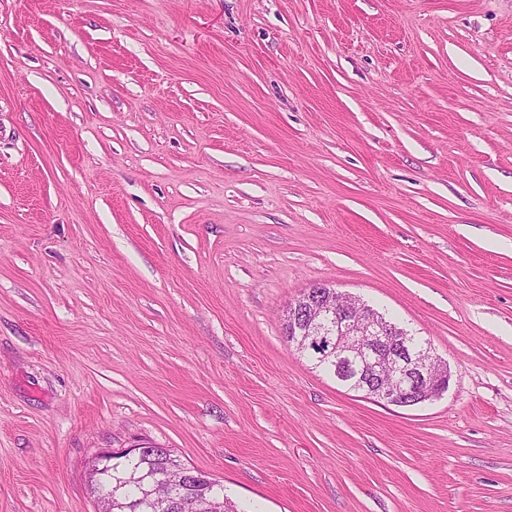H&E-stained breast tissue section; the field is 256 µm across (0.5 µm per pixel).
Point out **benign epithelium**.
Segmentation results:
<instances>
[{
    "label": "benign epithelium",
    "mask_w": 512,
    "mask_h": 512,
    "mask_svg": "<svg viewBox=\"0 0 512 512\" xmlns=\"http://www.w3.org/2000/svg\"><path fill=\"white\" fill-rule=\"evenodd\" d=\"M309 307L290 312L288 332L299 337L303 348H319L322 354L344 364L358 375L357 390L370 399L395 406H414L440 397L447 389V365L429 343L413 345L414 337L378 317L366 303L323 283L306 291ZM114 451L103 450L86 462L87 480L96 481L110 468ZM165 475L147 483L149 505L177 501L188 495V484L166 487Z\"/></svg>",
    "instance_id": "benign-epithelium-1"
}]
</instances>
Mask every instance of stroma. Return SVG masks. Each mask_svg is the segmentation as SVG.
I'll list each match as a JSON object with an SVG mask.
<instances>
[{
  "label": "stroma",
  "mask_w": 512,
  "mask_h": 512,
  "mask_svg": "<svg viewBox=\"0 0 512 512\" xmlns=\"http://www.w3.org/2000/svg\"><path fill=\"white\" fill-rule=\"evenodd\" d=\"M318 282L447 392L298 354ZM144 443L243 512H512V0H0V512Z\"/></svg>",
  "instance_id": "obj_1"
}]
</instances>
